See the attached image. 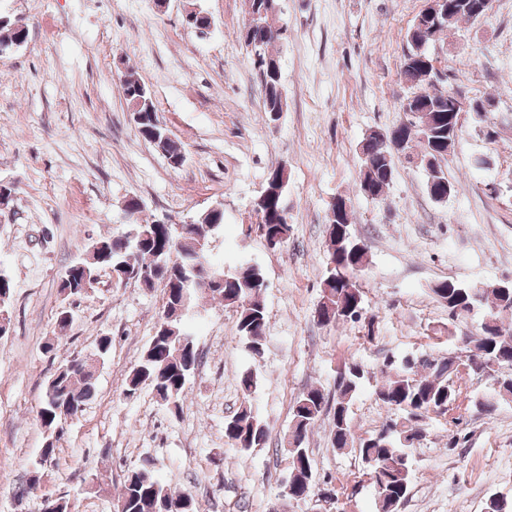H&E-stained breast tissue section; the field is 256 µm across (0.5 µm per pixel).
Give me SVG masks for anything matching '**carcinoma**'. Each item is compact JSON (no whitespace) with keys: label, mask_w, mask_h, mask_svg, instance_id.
I'll return each mask as SVG.
<instances>
[{"label":"carcinoma","mask_w":512,"mask_h":512,"mask_svg":"<svg viewBox=\"0 0 512 512\" xmlns=\"http://www.w3.org/2000/svg\"><path fill=\"white\" fill-rule=\"evenodd\" d=\"M452 21L434 15L435 4L428 3L415 17L406 33L410 49L401 66L403 79L410 83L411 95L406 97L414 113L413 129L396 153L390 138H379L370 131L361 141L363 163L360 184H368L371 199L385 193L392 181L395 161L404 156L407 162L425 166L428 190L442 201L454 186L448 181L443 168H435L433 161L448 155V103L428 90L436 78L433 58L420 49V44L436 40L440 35L463 21H474L468 4L461 0ZM249 23L244 26L241 41L248 49L253 70L264 99L265 115L284 111L287 99L283 92L279 59L270 47L283 36V30L272 24L277 11V0H246ZM143 85L133 69L124 73L122 90L129 109L138 105L137 89ZM152 111L145 113L142 126L156 129L165 137L163 150L170 157L182 154L181 147L168 135L158 119L157 106L151 95H146ZM288 182L283 167L270 171L267 178V198L261 210L265 237L277 238L285 243L291 230L282 206V192ZM129 223L140 235L101 237L90 242L85 256L76 258L68 266H84V271L73 278L76 294L81 295L98 282L106 268L118 266L135 276L134 282L152 289L163 285L162 312L156 332L139 362L128 375L122 395L133 398L142 386L151 387L157 403L170 412L180 410V400L186 384L200 365V354L190 332V322L200 315L199 299L207 297L235 308L237 332L255 355L264 348L269 314L262 299L265 282L259 279L263 272L251 264H241L229 271L213 262L209 255L211 232L224 225V209L198 215L194 222L182 225L175 233L156 221L142 224L136 214L140 207L129 205ZM352 210L341 199L336 202V219L328 220L327 250L330 262L347 276L338 279L330 275L323 281L322 299L334 308L333 318L319 321L322 326L337 322L362 319L363 293L353 275L363 272L368 264L366 247L351 233ZM438 301L448 306L451 320L464 322L476 304L487 302L489 310L481 323L480 335L466 339L465 350L469 359L479 367L495 364L509 370L507 376L493 377L494 383L470 397L473 407L487 416L493 415L500 405L512 401V288H489L481 285H463L444 280L431 288ZM112 347L107 336L99 337L90 354L77 353L59 364L47 381L46 391L38 410V419L45 428V441L40 460L33 474L18 487L21 495H28L40 484V467L52 459L57 442L64 435L68 420L76 417L97 392L96 365L105 359ZM382 383L375 392L392 417L376 433L355 442L351 426L353 397L365 378L361 364L343 363L337 371L335 394L311 386L295 400L292 407V426L288 434V474L299 492L314 494L311 458L305 440L328 411H333L330 431L332 448L343 450L359 444V453L369 476L377 512H399L410 493V451L420 443L421 426H428L431 416L448 411V403L456 401L458 382L463 376L453 368V357L425 353L419 357H406L400 363L387 359L380 368ZM244 402L224 423L227 444L240 453H251L266 446L269 427L254 409L251 394L257 387L256 373L247 370L239 375ZM191 507L187 512H198L192 495L185 491L175 493L158 476L154 463L145 458L142 463L125 473L115 496L114 512H152L150 505L164 502L167 512H180L184 501Z\"/></svg>","instance_id":"obj_1"}]
</instances>
